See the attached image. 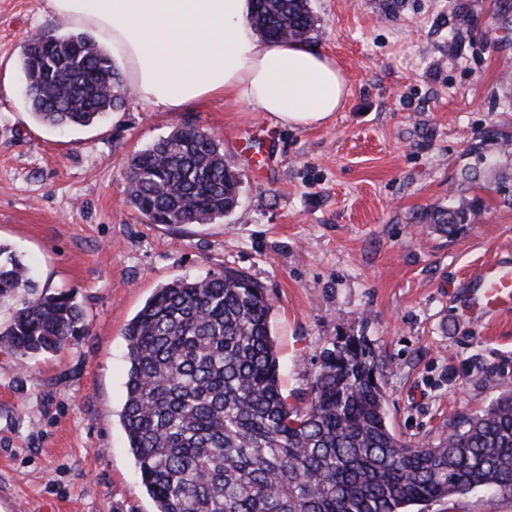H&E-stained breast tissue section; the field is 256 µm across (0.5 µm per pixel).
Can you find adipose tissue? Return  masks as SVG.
I'll return each mask as SVG.
<instances>
[{"label":"adipose tissue","instance_id":"ef3b65f1","mask_svg":"<svg viewBox=\"0 0 512 512\" xmlns=\"http://www.w3.org/2000/svg\"><path fill=\"white\" fill-rule=\"evenodd\" d=\"M51 16L122 57L138 100L179 112L224 97L281 126L331 121L351 94L335 58L255 32L251 0H46Z\"/></svg>","mask_w":512,"mask_h":512}]
</instances>
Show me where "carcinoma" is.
<instances>
[{
	"mask_svg": "<svg viewBox=\"0 0 512 512\" xmlns=\"http://www.w3.org/2000/svg\"><path fill=\"white\" fill-rule=\"evenodd\" d=\"M251 24L271 43L314 30L308 0H253ZM21 61L38 120L88 127L124 103L125 78L85 35L40 34ZM224 150L190 125L129 159L127 201L150 224H213L238 203ZM479 211L439 207L447 236ZM0 346L24 359L88 333L71 292H43L0 243ZM272 304L261 284L226 267L157 288L127 323L121 423L156 512H412L475 489L512 494V390L461 416L437 442H406L386 416L383 372L363 336L321 350L305 408L279 385Z\"/></svg>",
	"mask_w": 512,
	"mask_h": 512,
	"instance_id": "obj_1",
	"label": "carcinoma"
}]
</instances>
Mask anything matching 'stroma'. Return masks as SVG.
<instances>
[{"label": "stroma", "mask_w": 512, "mask_h": 512, "mask_svg": "<svg viewBox=\"0 0 512 512\" xmlns=\"http://www.w3.org/2000/svg\"><path fill=\"white\" fill-rule=\"evenodd\" d=\"M311 46L352 95L330 124L272 125L215 97L159 112L128 95L89 127L39 122L18 62L65 34L46 0H0V243L41 289L74 291L89 332L20 362L0 348V497L19 512H155L120 422L124 328L159 286L233 267L273 303L282 391L305 406L320 351L366 336L387 421L437 441L512 388V315H472L466 277L512 260V0H309ZM458 35L456 54L448 38ZM192 124L224 148L239 201L213 224H148L126 202L131 155ZM470 204L450 236L428 221ZM426 512H512L477 489Z\"/></svg>", "instance_id": "1"}]
</instances>
